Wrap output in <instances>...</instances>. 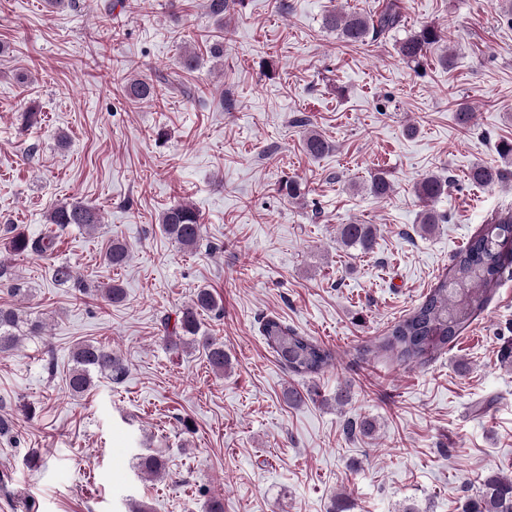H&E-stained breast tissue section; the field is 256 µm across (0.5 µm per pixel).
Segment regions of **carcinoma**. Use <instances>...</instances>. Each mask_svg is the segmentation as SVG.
Here are the masks:
<instances>
[{
  "instance_id": "carcinoma-1",
  "label": "carcinoma",
  "mask_w": 512,
  "mask_h": 512,
  "mask_svg": "<svg viewBox=\"0 0 512 512\" xmlns=\"http://www.w3.org/2000/svg\"><path fill=\"white\" fill-rule=\"evenodd\" d=\"M248 0H207L209 15L223 20L229 8H246ZM402 13L398 0H386L374 13H346L334 11L324 18V26L349 45H364L379 41L401 26ZM444 40L443 32L428 26L408 35L398 43L402 59L418 64L428 50ZM128 99L133 103L149 102L158 97V85L149 78H130L125 85ZM304 150L319 158L332 150L330 142L318 131L310 129L304 137ZM504 174L496 167L476 165L470 179L480 185L499 182ZM448 180L435 174L427 175L415 185L419 199L424 203L420 213L421 229L431 231L442 223L445 216L432 208V203L447 191ZM370 193L379 199L393 192V184L386 173L376 172L368 184ZM49 223L59 229L77 224L93 230L101 223L100 211L81 201L56 205L49 213ZM161 231L184 250L196 248L201 239V221L196 208L188 202H177L162 212L159 218ZM6 240L11 252L18 255L45 256L54 249V237L44 235L31 239L15 232L10 224L4 225ZM376 228L371 224H342L339 228L340 243L348 249L368 253L373 249ZM130 260L127 245L114 240L105 253L111 268H120ZM512 265V213L499 215L483 225L466 245L453 257L448 272L441 275L424 300L406 317L395 323L380 346L404 363H425L448 351V344L480 315L494 288L498 287L506 268ZM54 279L59 284L72 283L85 288L75 280L72 266L61 264L54 269ZM220 311L215 295L208 288L197 291L190 304L178 317L181 330L178 340L184 344L200 345L208 365L217 372L224 371L228 363L224 343L200 335L203 316ZM31 335L42 332L38 322L26 323L17 309L0 307V351L19 343L22 328ZM260 334L265 344L289 374L298 377L317 376L329 367L332 351L311 336H302L279 318L265 317L260 323ZM107 373L115 380L126 373L123 359L112 349L101 345L80 344L73 351V367L68 385L75 393L85 391L91 384L92 374ZM352 435L371 436L376 422L362 417L347 424ZM138 467L144 474L158 476L164 470L162 461L155 455L140 457ZM462 512H512V477L488 472L479 478V490L466 496Z\"/></svg>"
}]
</instances>
